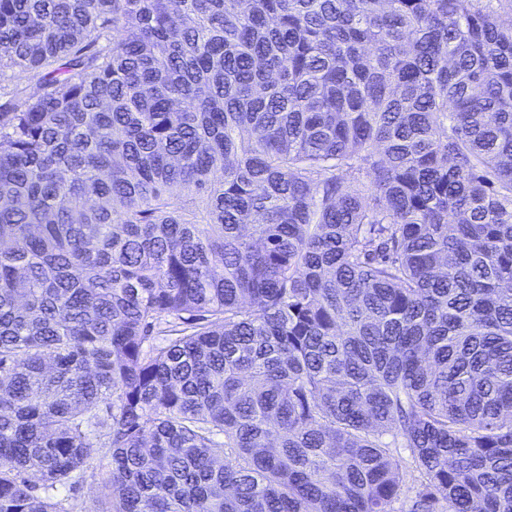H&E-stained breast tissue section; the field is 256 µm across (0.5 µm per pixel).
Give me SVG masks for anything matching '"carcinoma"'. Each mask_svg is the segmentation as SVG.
Instances as JSON below:
<instances>
[{"mask_svg":"<svg viewBox=\"0 0 512 512\" xmlns=\"http://www.w3.org/2000/svg\"><path fill=\"white\" fill-rule=\"evenodd\" d=\"M505 14L0 0V512H512Z\"/></svg>","mask_w":512,"mask_h":512,"instance_id":"obj_1","label":"carcinoma"}]
</instances>
